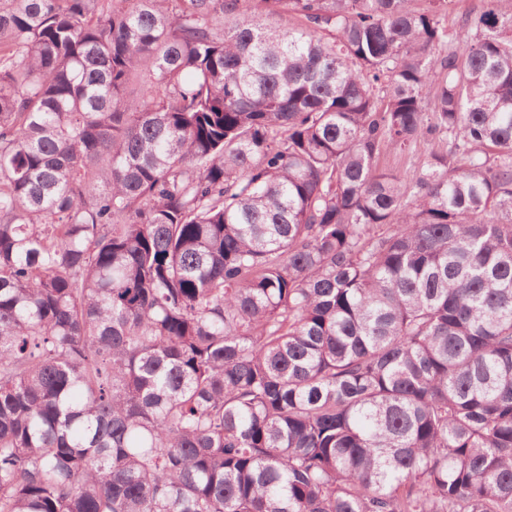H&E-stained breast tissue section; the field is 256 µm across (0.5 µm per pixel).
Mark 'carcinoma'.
<instances>
[{"label":"carcinoma","instance_id":"cac0c4a2","mask_svg":"<svg viewBox=\"0 0 512 512\" xmlns=\"http://www.w3.org/2000/svg\"><path fill=\"white\" fill-rule=\"evenodd\" d=\"M451 2L0 0V512H512V0Z\"/></svg>","mask_w":512,"mask_h":512}]
</instances>
